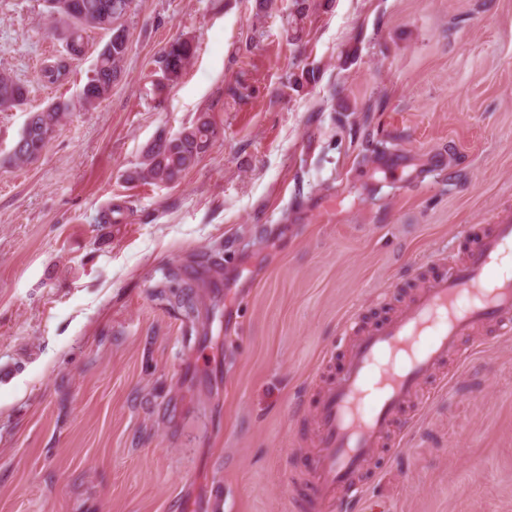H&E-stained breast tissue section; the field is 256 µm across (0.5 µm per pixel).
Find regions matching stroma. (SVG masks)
<instances>
[{
  "label": "stroma",
  "instance_id": "35a3bbf8",
  "mask_svg": "<svg viewBox=\"0 0 512 512\" xmlns=\"http://www.w3.org/2000/svg\"><path fill=\"white\" fill-rule=\"evenodd\" d=\"M309 5L135 0L86 111L106 32L71 58L43 0H0V70L29 90L0 112V512H297L341 321H380L512 207V0ZM178 37L195 56L157 91ZM54 102L73 109L40 157L7 164ZM201 112L197 165L134 179ZM473 343L363 512H512V339Z\"/></svg>",
  "mask_w": 512,
  "mask_h": 512
}]
</instances>
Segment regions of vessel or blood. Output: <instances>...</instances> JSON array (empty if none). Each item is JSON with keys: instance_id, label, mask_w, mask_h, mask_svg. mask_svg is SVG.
<instances>
[{"instance_id": "obj_1", "label": "vessel or blood", "mask_w": 512, "mask_h": 512, "mask_svg": "<svg viewBox=\"0 0 512 512\" xmlns=\"http://www.w3.org/2000/svg\"><path fill=\"white\" fill-rule=\"evenodd\" d=\"M404 308L373 325L348 317L341 364L314 395L317 445L301 458L303 512H354L378 449L398 452L427 397L447 385L449 362L483 328L512 336V211L474 237L463 256L432 259Z\"/></svg>"}]
</instances>
